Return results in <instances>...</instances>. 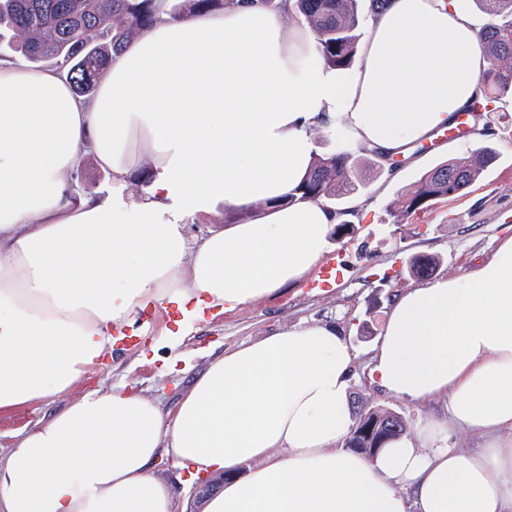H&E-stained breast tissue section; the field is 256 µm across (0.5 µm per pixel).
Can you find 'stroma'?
<instances>
[{
	"label": "stroma",
	"instance_id": "35a3bbf8",
	"mask_svg": "<svg viewBox=\"0 0 512 512\" xmlns=\"http://www.w3.org/2000/svg\"><path fill=\"white\" fill-rule=\"evenodd\" d=\"M477 122L483 136L410 151L399 175H392L387 166L367 168L366 195L348 201L359 210L353 228L332 243L331 250L338 253L345 272L331 293L307 294L302 284L288 286L275 296L206 317L178 345L170 342L177 323L164 313L151 317L155 346L149 357H141L138 343L118 342L107 367L91 370L73 394L1 414L0 460H6L18 434L46 423L70 403L72 395L106 391L124 380L171 411L211 359L300 321L329 320L343 329L358 355L353 395L400 414L407 436H414L420 423L439 410L441 400L409 403L381 394L369 379L367 364L391 304L399 293L420 284L408 272L410 257L438 256V276H457L490 258L497 239L512 227V102L494 105ZM485 147L495 149L498 158L465 195L437 201L409 219L395 220L401 200L426 171L452 158L476 155ZM171 362L176 365L172 371L167 368Z\"/></svg>",
	"mask_w": 512,
	"mask_h": 512
}]
</instances>
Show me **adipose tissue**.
<instances>
[{
    "label": "adipose tissue",
    "instance_id": "1",
    "mask_svg": "<svg viewBox=\"0 0 512 512\" xmlns=\"http://www.w3.org/2000/svg\"><path fill=\"white\" fill-rule=\"evenodd\" d=\"M480 24L470 0H389L350 72L280 12L214 10L150 28L89 104L54 72L0 61V412L68 393L124 329L148 336L147 312L177 306L183 337L300 281L337 223L286 200L312 131L397 156L448 126L481 92ZM88 153L111 199L72 187ZM257 203L189 241L196 216ZM354 360L336 324L299 322L212 359L172 413L124 385L84 393L21 435L0 512H175L179 486L150 471L162 457L185 483L223 479L203 512H512V234L386 315L372 382L445 402L415 438L344 447ZM456 430L478 447L450 446Z\"/></svg>",
    "mask_w": 512,
    "mask_h": 512
}]
</instances>
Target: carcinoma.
<instances>
[{
	"label": "carcinoma",
	"mask_w": 512,
	"mask_h": 512,
	"mask_svg": "<svg viewBox=\"0 0 512 512\" xmlns=\"http://www.w3.org/2000/svg\"><path fill=\"white\" fill-rule=\"evenodd\" d=\"M475 2L483 17L478 37L489 60V67L479 77L482 92L470 104V111L479 113L492 103L512 99V68L500 66L501 61L512 59V0ZM242 4L277 8L297 16L314 34L326 64L341 68L353 64L361 37L359 0H0V45L20 48L29 63L67 69L74 92L86 99L112 61L158 21H178ZM480 154L479 163L454 158L427 171L417 189L404 197L394 217L402 221L435 200L464 194L497 157L488 147ZM371 156L385 158L382 152L366 148L357 154L314 155L307 178L288 195V202L323 201L333 206L340 220L336 230L349 226L346 217L358 215V209L343 207L341 201L359 191L362 166ZM439 264L435 256L417 255L409 274L430 277ZM388 426L396 427L395 437L406 431L399 414L365 408L359 411L344 446L380 448L388 441L380 430Z\"/></svg>",
	"instance_id": "carcinoma-1"
}]
</instances>
